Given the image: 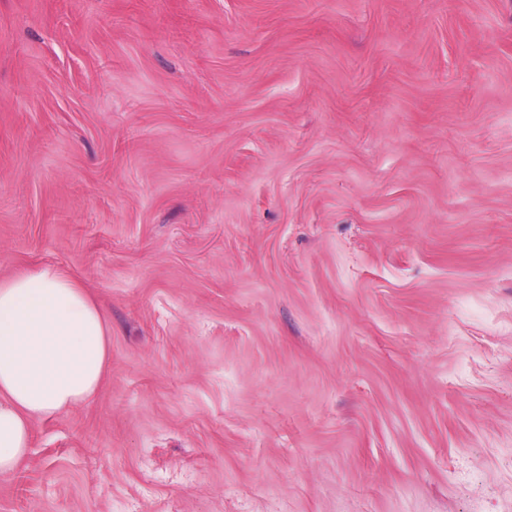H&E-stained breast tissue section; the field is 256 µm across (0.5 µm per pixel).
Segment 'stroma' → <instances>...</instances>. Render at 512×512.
Masks as SVG:
<instances>
[{"label":"stroma","mask_w":512,"mask_h":512,"mask_svg":"<svg viewBox=\"0 0 512 512\" xmlns=\"http://www.w3.org/2000/svg\"><path fill=\"white\" fill-rule=\"evenodd\" d=\"M101 306L0 512H512V0H0V278Z\"/></svg>","instance_id":"1"}]
</instances>
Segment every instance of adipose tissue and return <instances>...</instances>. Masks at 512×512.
<instances>
[{
  "mask_svg": "<svg viewBox=\"0 0 512 512\" xmlns=\"http://www.w3.org/2000/svg\"><path fill=\"white\" fill-rule=\"evenodd\" d=\"M110 359V330L87 288L54 266L0 279V477L37 422L85 403Z\"/></svg>",
  "mask_w": 512,
  "mask_h": 512,
  "instance_id": "obj_1",
  "label": "adipose tissue"
}]
</instances>
